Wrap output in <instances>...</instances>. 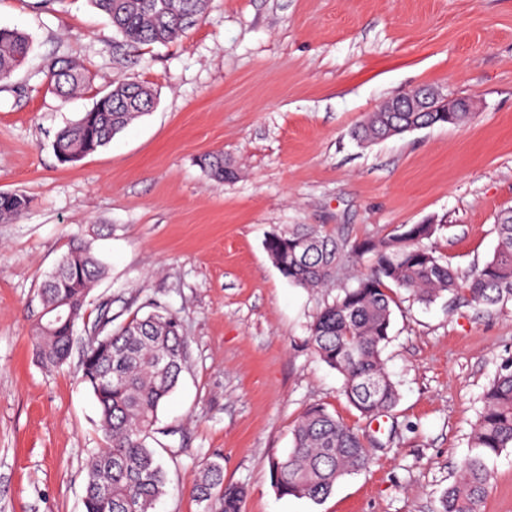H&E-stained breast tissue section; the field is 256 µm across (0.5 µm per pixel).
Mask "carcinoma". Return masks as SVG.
Returning a JSON list of instances; mask_svg holds the SVG:
<instances>
[{
    "label": "carcinoma",
    "instance_id": "carcinoma-1",
    "mask_svg": "<svg viewBox=\"0 0 512 512\" xmlns=\"http://www.w3.org/2000/svg\"><path fill=\"white\" fill-rule=\"evenodd\" d=\"M109 18L117 46L167 43L182 37L205 13L208 0H90ZM30 51L28 35L0 27V82L8 80ZM45 80L63 100L83 91L84 68L70 60L50 57ZM154 104L153 91L136 81L112 84L108 99L95 100L91 109L60 130L52 147L56 158L82 151L95 153ZM471 112H372L354 130L364 144L384 141L415 129L457 126ZM200 164L215 181L233 180L236 169L221 153L207 154ZM27 197L0 199V223L23 216ZM437 231L434 224H412L388 237L356 244L352 253L374 256L373 265L358 272L353 284L327 301L309 328L315 355L343 378L342 392L365 418L392 411L398 404L397 384L385 370L381 354L390 339L392 288L403 289L422 303L461 290L485 306L512 302V211L495 224L497 246L481 266L462 274L425 244ZM265 249L288 281L302 288H322L336 275L345 254L341 244L314 225L274 231ZM105 266L82 240H74L41 288L48 324L32 329L41 364L59 366L70 357L74 323ZM94 326L99 339L86 347L82 381L90 388L99 411L105 447L89 460L84 488V512H155L166 494V470L150 439L160 408L177 386L185 367L188 340L180 319L167 308L155 307L111 329L112 315L103 305ZM484 407L471 430L468 453L457 478L443 493L438 512H481L491 485L488 460L512 448V363L500 369L487 387ZM371 462L367 438L360 430L320 405L306 409L293 428V448L272 462L274 487L282 497L321 502L336 483L366 469ZM192 496L205 512H243L246 488L224 482L218 461L202 465L191 484Z\"/></svg>",
    "mask_w": 512,
    "mask_h": 512
}]
</instances>
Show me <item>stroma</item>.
<instances>
[{
    "label": "stroma",
    "mask_w": 512,
    "mask_h": 512,
    "mask_svg": "<svg viewBox=\"0 0 512 512\" xmlns=\"http://www.w3.org/2000/svg\"><path fill=\"white\" fill-rule=\"evenodd\" d=\"M0 26L32 41L0 84V193L30 200L0 223V512H83L87 462L103 445L79 353L45 367L31 335L40 284L75 236L106 265L77 344L106 303L116 325L164 306L188 340L155 426L169 478L157 512H203L189 487L208 460L247 486L244 512H437L482 394L512 358V303L444 295L425 305L394 290L382 358L400 400L371 423L308 344L357 260L344 259L333 287L300 288L264 240L313 224L351 246L431 223L433 249L453 266L490 259L497 217L512 209V0H209L179 40L128 51L88 0H0ZM51 54L83 65L80 98L48 90ZM118 80L149 86L153 111L61 165L56 134ZM415 86L474 100V117L352 139L367 113ZM211 152L235 179L207 176L199 159ZM313 405L379 440L367 469L319 503L279 496L271 469ZM488 466L482 512H512V448Z\"/></svg>",
    "instance_id": "obj_1"
}]
</instances>
